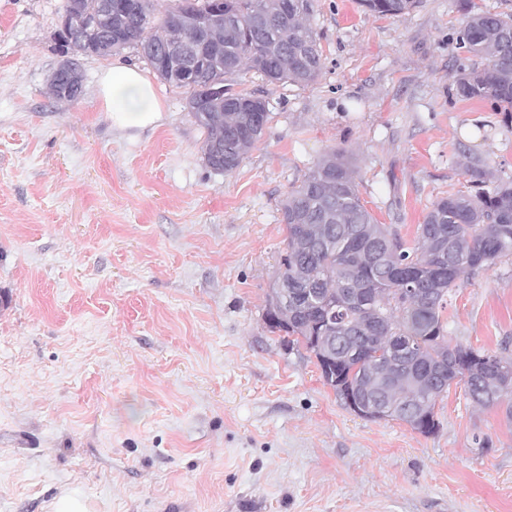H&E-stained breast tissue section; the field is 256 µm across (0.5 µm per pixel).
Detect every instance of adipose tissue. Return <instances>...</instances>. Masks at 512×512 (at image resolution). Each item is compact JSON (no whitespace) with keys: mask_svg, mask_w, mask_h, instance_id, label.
<instances>
[{"mask_svg":"<svg viewBox=\"0 0 512 512\" xmlns=\"http://www.w3.org/2000/svg\"><path fill=\"white\" fill-rule=\"evenodd\" d=\"M99 94L104 110L125 125H147L163 110L152 82L131 66H116L106 71Z\"/></svg>","mask_w":512,"mask_h":512,"instance_id":"adipose-tissue-1","label":"adipose tissue"}]
</instances>
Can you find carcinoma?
<instances>
[{"instance_id":"obj_1","label":"carcinoma","mask_w":512,"mask_h":512,"mask_svg":"<svg viewBox=\"0 0 512 512\" xmlns=\"http://www.w3.org/2000/svg\"><path fill=\"white\" fill-rule=\"evenodd\" d=\"M104 0H66L62 17L98 16ZM419 0H358L378 16L408 14ZM313 0H176L161 18L155 0L113 17L112 28L79 31L81 45L101 57L112 51L177 46L199 62H210L193 82L176 78L165 55L143 58L163 81L191 87L187 112L205 130L202 159L219 173L234 172L260 139L254 125L269 112L246 104L252 95L227 84L244 72L269 82L307 86L322 61L308 23ZM460 48L477 62L461 65L457 94L512 111V13L466 12L457 32ZM224 85V104L211 88ZM82 78H53L50 94L74 101ZM224 145L216 156L212 147ZM475 191L437 199L407 245L390 224L378 221L362 200L356 170L342 149L323 154L282 203L286 248L272 284L288 291L270 331L284 329L288 343L332 359L340 382L356 397L390 409L388 419L435 434L437 400L451 384L464 385L480 407L506 404L512 420V387L501 368L512 359L448 340L443 312L447 298L467 272L485 270L512 257V181L482 166L465 170ZM314 336H330L322 347Z\"/></svg>"}]
</instances>
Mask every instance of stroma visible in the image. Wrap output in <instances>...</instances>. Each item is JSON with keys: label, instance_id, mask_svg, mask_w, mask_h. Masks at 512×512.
<instances>
[{"label": "stroma", "instance_id": "35a3bbf8", "mask_svg": "<svg viewBox=\"0 0 512 512\" xmlns=\"http://www.w3.org/2000/svg\"><path fill=\"white\" fill-rule=\"evenodd\" d=\"M66 0H0V512H512V422L452 386L424 436L341 405L264 315L281 203L342 149L378 220L413 240L464 166L512 179V121L456 93L460 0L378 16L314 0L316 82L247 73L270 119L233 173L202 162L189 88L119 126L98 97L126 49L49 97ZM448 338L512 358V259L465 274ZM82 86V75L67 80L54 76L50 84V94L56 99L74 101L81 95Z\"/></svg>", "mask_w": 512, "mask_h": 512}]
</instances>
